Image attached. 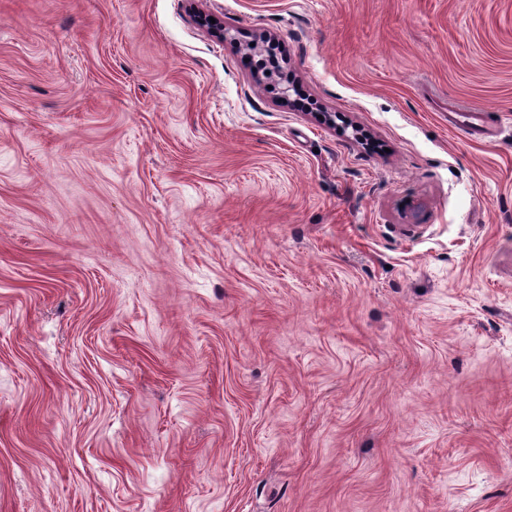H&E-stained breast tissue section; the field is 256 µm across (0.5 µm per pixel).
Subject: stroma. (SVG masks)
Wrapping results in <instances>:
<instances>
[{"label":"stroma","mask_w":512,"mask_h":512,"mask_svg":"<svg viewBox=\"0 0 512 512\" xmlns=\"http://www.w3.org/2000/svg\"><path fill=\"white\" fill-rule=\"evenodd\" d=\"M0 512H512V0H0ZM448 123L464 133L470 131L475 132L482 128L480 124V112H470L466 111L464 108H460L456 112H451Z\"/></svg>","instance_id":"obj_1"}]
</instances>
